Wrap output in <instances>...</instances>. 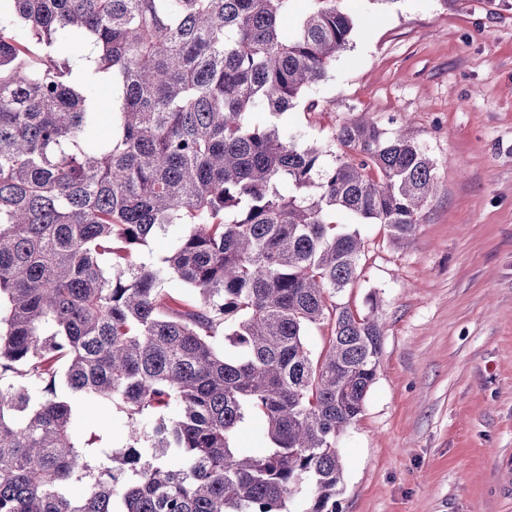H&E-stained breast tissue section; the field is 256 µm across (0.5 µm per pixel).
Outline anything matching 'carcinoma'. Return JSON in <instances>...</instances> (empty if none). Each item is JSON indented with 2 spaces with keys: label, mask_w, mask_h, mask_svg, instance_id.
Here are the masks:
<instances>
[{
  "label": "carcinoma",
  "mask_w": 512,
  "mask_h": 512,
  "mask_svg": "<svg viewBox=\"0 0 512 512\" xmlns=\"http://www.w3.org/2000/svg\"><path fill=\"white\" fill-rule=\"evenodd\" d=\"M290 2L0 0V512H336V439L383 336L376 304L338 302L362 241L336 214L409 242L434 163L401 126L301 147L250 121L293 110L352 38L338 0L285 35ZM82 403L125 412L130 442L80 437ZM251 417L268 446L242 455ZM183 227L181 225H173L169 228L168 232L153 239L149 245L144 249V254L158 258L167 254L172 247L176 244L181 236Z\"/></svg>",
  "instance_id": "obj_1"
}]
</instances>
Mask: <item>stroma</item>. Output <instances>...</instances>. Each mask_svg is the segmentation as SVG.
I'll use <instances>...</instances> for the list:
<instances>
[{"label": "stroma", "mask_w": 512, "mask_h": 512, "mask_svg": "<svg viewBox=\"0 0 512 512\" xmlns=\"http://www.w3.org/2000/svg\"><path fill=\"white\" fill-rule=\"evenodd\" d=\"M347 48L281 132L327 142L408 121L435 167L414 243L362 224L342 295L384 324L376 379L336 441L340 512H512V0H340Z\"/></svg>", "instance_id": "stroma-1"}]
</instances>
